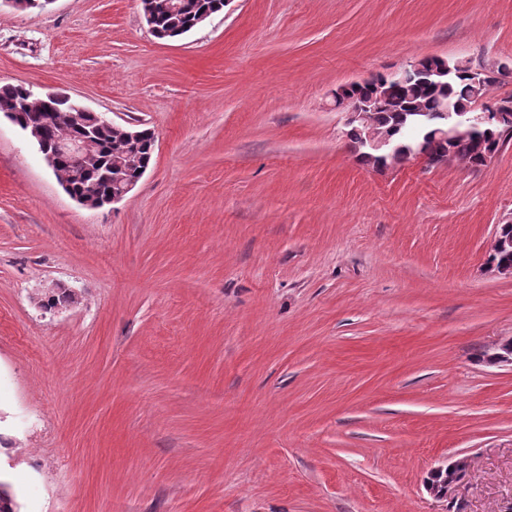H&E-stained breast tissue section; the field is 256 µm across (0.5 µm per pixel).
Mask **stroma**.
<instances>
[{
	"instance_id": "obj_1",
	"label": "stroma",
	"mask_w": 512,
	"mask_h": 512,
	"mask_svg": "<svg viewBox=\"0 0 512 512\" xmlns=\"http://www.w3.org/2000/svg\"><path fill=\"white\" fill-rule=\"evenodd\" d=\"M512 61V0H230L176 40L139 0L0 6V86L157 147L91 209L0 115V481L20 512H505L512 142L361 163L339 85ZM61 284L77 304L44 310ZM466 456L461 507L430 470Z\"/></svg>"
}]
</instances>
